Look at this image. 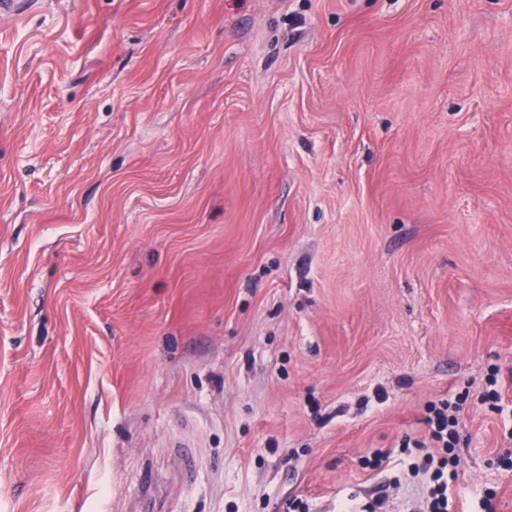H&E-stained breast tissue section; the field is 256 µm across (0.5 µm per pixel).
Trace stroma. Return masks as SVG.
<instances>
[{
    "mask_svg": "<svg viewBox=\"0 0 512 512\" xmlns=\"http://www.w3.org/2000/svg\"><path fill=\"white\" fill-rule=\"evenodd\" d=\"M0 14V512H512V0ZM498 366L503 414L481 404ZM448 401L432 403L428 407L425 425L432 446L406 438L400 451L413 457L411 475L427 476L423 487V512H457L456 501L451 497L450 482L456 475L459 455L456 448L460 443L457 429L458 419Z\"/></svg>",
    "mask_w": 512,
    "mask_h": 512,
    "instance_id": "stroma-1",
    "label": "stroma"
}]
</instances>
